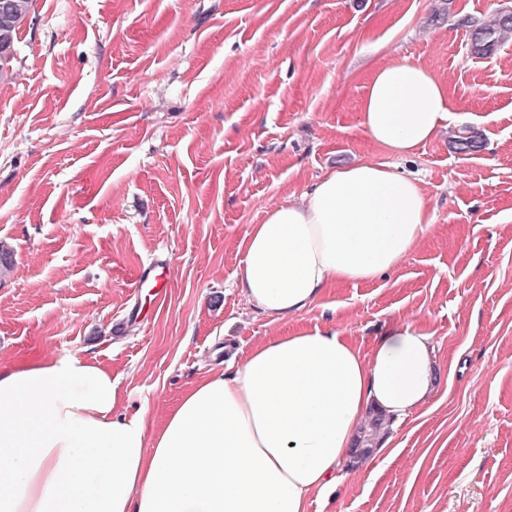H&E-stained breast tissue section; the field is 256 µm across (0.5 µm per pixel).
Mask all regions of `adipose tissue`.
<instances>
[{"mask_svg": "<svg viewBox=\"0 0 512 512\" xmlns=\"http://www.w3.org/2000/svg\"><path fill=\"white\" fill-rule=\"evenodd\" d=\"M452 111L424 65L378 68L360 126L392 162H360L269 210L245 236L240 288L281 324L335 282L396 268L433 228L416 178L396 161ZM432 334L403 320L369 353L330 328L254 342L193 384L159 431L119 411L112 373L71 354L0 363V512H308L347 482L369 410L402 422L436 391Z\"/></svg>", "mask_w": 512, "mask_h": 512, "instance_id": "ef3b65f1", "label": "adipose tissue"}]
</instances>
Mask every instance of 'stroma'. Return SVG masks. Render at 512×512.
Wrapping results in <instances>:
<instances>
[{"instance_id":"35a3bbf8","label":"stroma","mask_w":512,"mask_h":512,"mask_svg":"<svg viewBox=\"0 0 512 512\" xmlns=\"http://www.w3.org/2000/svg\"><path fill=\"white\" fill-rule=\"evenodd\" d=\"M512 0H33L0 71V362L89 354L159 429L190 383L280 331L361 350L411 319L439 385L309 512H512ZM426 65L452 117L401 170L435 230L386 276L285 325L236 286L249 225L334 169L386 160L359 125L376 67ZM483 147L462 153V130ZM164 274L141 287L150 264ZM509 39H512V12L498 11L475 26L472 50L476 55H486Z\"/></svg>"}]
</instances>
